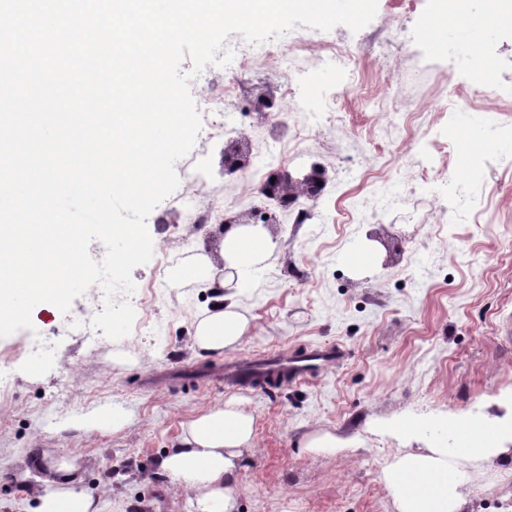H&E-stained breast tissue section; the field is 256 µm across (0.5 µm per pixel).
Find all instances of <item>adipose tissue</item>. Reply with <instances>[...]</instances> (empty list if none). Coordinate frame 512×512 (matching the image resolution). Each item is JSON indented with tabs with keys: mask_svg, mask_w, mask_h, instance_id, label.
<instances>
[{
	"mask_svg": "<svg viewBox=\"0 0 512 512\" xmlns=\"http://www.w3.org/2000/svg\"><path fill=\"white\" fill-rule=\"evenodd\" d=\"M273 242L265 228L232 225L224 232L219 255L207 248L170 268L171 287L186 280L214 288H236L267 259ZM249 331V320L232 303L216 302L198 320L196 349L224 353L236 349ZM255 416L232 398L188 420L177 444L158 461L157 471L180 488L193 492L195 512H234L237 483L255 446ZM385 479L400 491L401 512H460L457 469L438 448L411 453L390 468ZM77 466L63 462L38 478L30 494L36 512H99L94 498L78 491Z\"/></svg>",
	"mask_w": 512,
	"mask_h": 512,
	"instance_id": "adipose-tissue-1",
	"label": "adipose tissue"
}]
</instances>
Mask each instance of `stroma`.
Returning a JSON list of instances; mask_svg holds the SVG:
<instances>
[{"instance_id": "1", "label": "stroma", "mask_w": 512, "mask_h": 512, "mask_svg": "<svg viewBox=\"0 0 512 512\" xmlns=\"http://www.w3.org/2000/svg\"><path fill=\"white\" fill-rule=\"evenodd\" d=\"M435 7L378 0L359 31L308 30L311 47L288 81L321 116L306 126L289 113L300 136L287 165L322 164L330 180L319 218L293 224L280 214L265 269L233 289L251 325L235 350L192 345L214 289L166 281L224 235L223 224L190 223V210L210 204L231 216L259 202L244 175H225L223 138L202 134L191 152L208 181L184 205L165 200L150 213L154 255L131 274L144 289L136 319L149 332L88 339L78 325L88 291L66 313L38 305L32 329L0 338V512H34L37 475L24 471L33 456L75 461L101 512L146 503L193 512L189 492L156 476L157 462L183 423L233 396L256 418L235 512H399L385 471L421 448L451 450L449 416L512 422V20L498 21L491 0H468L439 52L424 34ZM485 22L479 47L466 46L459 24ZM325 39L342 48L340 63L318 60ZM351 251L377 257L357 267ZM34 335L54 341L52 357L26 349ZM315 346L340 357L305 382L262 390L223 380L227 364ZM104 408L122 415L121 428H69ZM397 419L418 427L393 430ZM324 432L344 448L308 450ZM499 443L505 454L490 459L455 455L461 512H512V434Z\"/></svg>"}]
</instances>
